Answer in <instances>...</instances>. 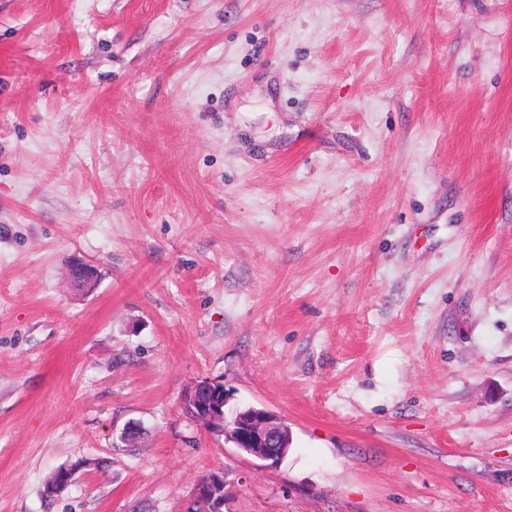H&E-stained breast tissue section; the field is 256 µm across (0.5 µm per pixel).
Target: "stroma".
I'll use <instances>...</instances> for the list:
<instances>
[{
	"instance_id": "obj_1",
	"label": "stroma",
	"mask_w": 512,
	"mask_h": 512,
	"mask_svg": "<svg viewBox=\"0 0 512 512\" xmlns=\"http://www.w3.org/2000/svg\"><path fill=\"white\" fill-rule=\"evenodd\" d=\"M203 379L286 457L187 419ZM213 471L224 512H512V0H0V512ZM214 392L220 393L224 401L213 399L208 403L200 404L194 394L193 403L196 404L195 418L198 423L210 426L217 421H224V437L233 442L241 451L253 455L264 461H271L270 465L277 464L287 453L284 441L288 427L272 412L265 409L250 408L238 412L228 423L224 406L226 403L224 386L217 384Z\"/></svg>"
}]
</instances>
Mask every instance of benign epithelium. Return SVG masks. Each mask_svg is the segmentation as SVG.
Listing matches in <instances>:
<instances>
[{
  "label": "benign epithelium",
  "mask_w": 512,
  "mask_h": 512,
  "mask_svg": "<svg viewBox=\"0 0 512 512\" xmlns=\"http://www.w3.org/2000/svg\"><path fill=\"white\" fill-rule=\"evenodd\" d=\"M71 281L77 288H92L96 285L93 267L84 262H76L71 267ZM225 401L213 399L197 404L196 422L207 426L224 422V437L233 442L241 451L261 460L276 464L287 453L284 441L288 427L275 414L251 408L237 413L232 422H226ZM195 512H222L224 502H214V494L209 487L196 484L193 490Z\"/></svg>",
  "instance_id": "obj_1"
}]
</instances>
